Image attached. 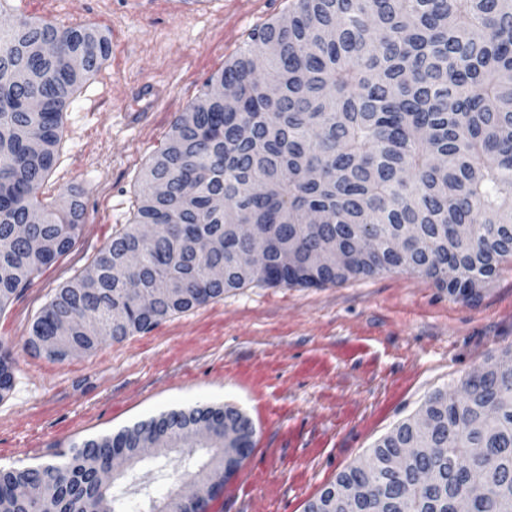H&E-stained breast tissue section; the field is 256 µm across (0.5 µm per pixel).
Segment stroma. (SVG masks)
<instances>
[{
	"label": "stroma",
	"instance_id": "1",
	"mask_svg": "<svg viewBox=\"0 0 512 512\" xmlns=\"http://www.w3.org/2000/svg\"><path fill=\"white\" fill-rule=\"evenodd\" d=\"M292 3L208 0L180 13L172 0H11L12 16L98 28L111 51L72 95L39 190L55 202L82 191L79 237L0 312V343L13 357L12 387L0 394V467L57 460L74 443L171 409L228 403L256 434L211 512H304L434 392L512 347L509 263L471 299L406 271L322 288L251 285L62 362L25 350L55 292L86 274L131 220L143 173L175 120ZM143 82L167 93L131 127L124 115ZM137 469L151 476L157 500L189 490L184 464L148 456Z\"/></svg>",
	"mask_w": 512,
	"mask_h": 512
}]
</instances>
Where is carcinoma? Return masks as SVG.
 I'll return each mask as SVG.
<instances>
[{"mask_svg": "<svg viewBox=\"0 0 512 512\" xmlns=\"http://www.w3.org/2000/svg\"><path fill=\"white\" fill-rule=\"evenodd\" d=\"M96 53L85 55L86 41ZM34 44L51 51L33 56ZM109 39L90 26L61 28L16 16L0 23V312L43 268L68 253L85 221L80 193L63 206L43 201L60 143L63 112L81 81L108 57ZM224 97H214V86ZM278 113L270 121L266 113ZM466 224L461 240L456 226ZM419 243L392 247L402 226ZM214 248L197 256L192 239ZM137 265H125L128 253ZM512 262V0H296L261 26L172 126L148 166L130 223L94 261L99 287L78 277L57 290L31 326L29 346L62 362L73 349L151 330L230 290L250 285L324 287L404 269L459 298ZM224 266V279L210 270ZM456 277L448 281V267ZM0 352V392L11 385ZM461 387L439 390L375 442L372 467L410 441L448 449L430 463L436 496L406 465L397 485L382 478L361 510L382 497L391 512H451L472 471L488 496L475 512H512V350ZM210 423L215 440L194 427ZM253 444L252 420L232 405L162 412L117 433L73 444L63 459L0 467V493L43 490L15 512H123L113 482L84 466L92 453L129 452L163 436L177 452L208 459L193 481L231 479L244 458H224V428ZM494 451L476 457L473 449ZM340 472L304 512L358 482ZM150 512H192L169 494Z\"/></svg>", "mask_w": 512, "mask_h": 512, "instance_id": "obj_1", "label": "carcinoma"}]
</instances>
